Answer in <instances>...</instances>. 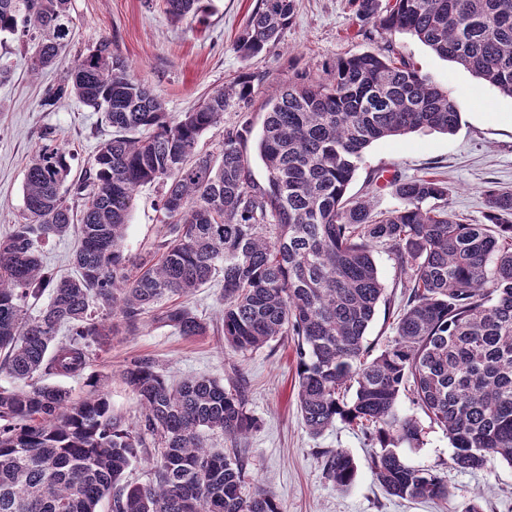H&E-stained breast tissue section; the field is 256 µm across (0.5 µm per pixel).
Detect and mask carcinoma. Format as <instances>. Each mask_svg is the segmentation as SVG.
Here are the masks:
<instances>
[{"label": "carcinoma", "instance_id": "cac0c4a2", "mask_svg": "<svg viewBox=\"0 0 512 512\" xmlns=\"http://www.w3.org/2000/svg\"><path fill=\"white\" fill-rule=\"evenodd\" d=\"M69 2L0 0V34L32 48L34 75L70 45ZM163 2L174 21L207 12L204 0ZM353 4L363 24L405 32L512 97V0ZM295 11V0H258L237 39L242 57L276 42ZM256 80L244 73L171 114L102 35L45 88L41 109L75 99L100 113L112 135L75 180L72 153L56 129H44L25 172L23 221L0 233V374L13 382L0 386V512H99L105 501L109 512H282L268 491H246L239 445L256 421L238 388L205 377L171 386L155 364L136 360L122 371L140 406L128 424L95 376L81 398L41 383L45 374L82 375L93 349L111 345L116 318L135 328L150 313L183 336L204 335L206 324L181 298L218 274L224 342L244 353L296 337L307 431L318 436L338 421L361 429L389 495L451 496L446 477L398 452L421 438L417 419L398 410L404 391L446 431L454 468L512 466V191H486L483 224L460 222L448 185L432 176L393 174L399 205L384 212L367 196L347 195L372 142L452 134L456 102L389 48L341 57L326 79L267 91L260 183L247 152L251 121L224 124L230 102L251 103ZM216 128V150H199ZM155 183L163 233L154 250L132 257L124 239L136 193ZM71 234L74 274L53 279L40 247ZM378 245L410 274L395 335L372 358L365 334L385 292ZM210 432L232 447H208ZM150 448L154 481L139 485L129 471ZM323 473L345 492L357 466L331 451Z\"/></svg>", "mask_w": 512, "mask_h": 512}]
</instances>
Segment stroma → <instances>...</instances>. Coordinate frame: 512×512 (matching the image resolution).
<instances>
[{"instance_id":"obj_1","label":"stroma","mask_w":512,"mask_h":512,"mask_svg":"<svg viewBox=\"0 0 512 512\" xmlns=\"http://www.w3.org/2000/svg\"><path fill=\"white\" fill-rule=\"evenodd\" d=\"M205 3V18L190 15L175 22L162 0H70L71 44L54 67L36 76L29 71L26 49L14 39L0 38V55L12 68L10 80L0 83V232L22 219L24 174L43 128H56L73 150L76 175L97 145L110 138L111 128L78 102L52 112L38 106L44 87L63 77L73 58L87 53L102 35L126 60L131 76L153 89L172 113L190 110L246 70L264 75L271 86L301 73L324 75L342 56L393 46L448 90L461 122L451 134L416 132L373 142L350 183V195L369 196L376 210L387 211L398 201L380 183V175L434 173L447 181L448 203L458 218L480 224L486 189H512V97L442 59L415 37L365 32L351 0H297L293 23L281 39L247 60L236 40L256 0ZM160 192V186L151 185L136 196L124 242L130 255L145 254L160 236L155 211ZM374 260L387 296L366 332L377 354L394 335L405 274L387 247H377ZM222 288V279H213L187 301L207 324L206 335L183 336L146 318L136 331L119 329L110 349L93 357L86 375L102 380L114 413L135 420L138 405L121 371L132 360L146 359L174 384L208 376L242 386L246 409L258 420L241 442L247 471L283 512H451L476 496L483 512H512V466L498 462L473 472L453 469L445 431L414 405L410 393L400 394L398 409L417 418L423 443L402 449L401 455L410 465L446 476L450 501L412 502L388 495L370 468L371 442L352 426L339 421L321 436H310L298 409L295 338L285 336L244 354L226 348L218 317ZM337 449L350 453L358 467L354 485L345 492L336 491L322 473L325 452Z\"/></svg>"}]
</instances>
